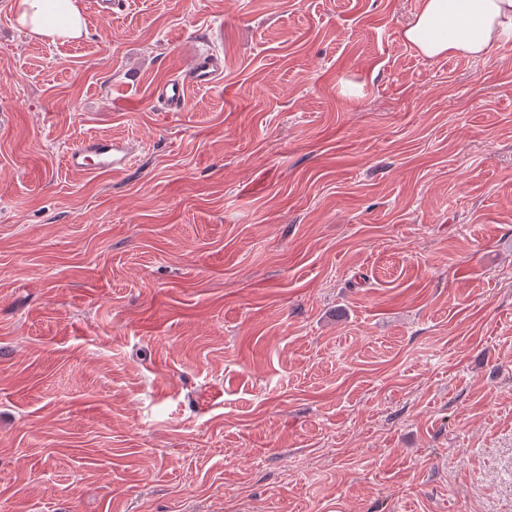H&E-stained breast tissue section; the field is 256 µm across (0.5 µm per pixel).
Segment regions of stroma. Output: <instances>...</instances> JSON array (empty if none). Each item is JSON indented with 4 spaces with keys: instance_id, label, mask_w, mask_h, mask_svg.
Returning a JSON list of instances; mask_svg holds the SVG:
<instances>
[{
    "instance_id": "stroma-1",
    "label": "stroma",
    "mask_w": 512,
    "mask_h": 512,
    "mask_svg": "<svg viewBox=\"0 0 512 512\" xmlns=\"http://www.w3.org/2000/svg\"><path fill=\"white\" fill-rule=\"evenodd\" d=\"M16 2L0 512H512V40L425 57L421 0H78L53 43ZM92 137L135 164L68 170ZM223 68L213 53L198 54L181 73L157 86L153 97L163 103L168 112H181L186 104L187 89L191 85H209L221 78Z\"/></svg>"
}]
</instances>
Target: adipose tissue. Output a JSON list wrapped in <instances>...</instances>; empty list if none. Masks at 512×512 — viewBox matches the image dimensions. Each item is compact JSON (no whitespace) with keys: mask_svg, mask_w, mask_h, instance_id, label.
<instances>
[{"mask_svg":"<svg viewBox=\"0 0 512 512\" xmlns=\"http://www.w3.org/2000/svg\"><path fill=\"white\" fill-rule=\"evenodd\" d=\"M17 21L32 35L79 38L85 21L77 0H17ZM512 34V0H422L405 42L429 58H483L489 47Z\"/></svg>","mask_w":512,"mask_h":512,"instance_id":"1","label":"adipose tissue"}]
</instances>
